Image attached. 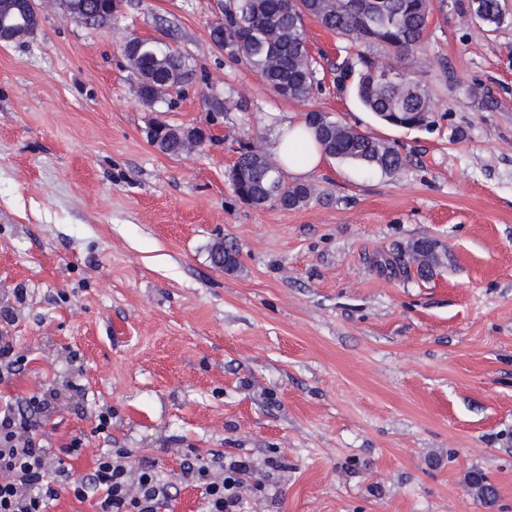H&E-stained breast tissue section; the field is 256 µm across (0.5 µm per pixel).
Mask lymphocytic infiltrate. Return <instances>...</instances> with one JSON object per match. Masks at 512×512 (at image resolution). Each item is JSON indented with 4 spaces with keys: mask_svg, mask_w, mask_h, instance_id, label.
<instances>
[{
    "mask_svg": "<svg viewBox=\"0 0 512 512\" xmlns=\"http://www.w3.org/2000/svg\"><path fill=\"white\" fill-rule=\"evenodd\" d=\"M37 425L17 417L13 406L0 408V512H50L61 493L84 501L95 498L97 512H161L170 500V483L148 464L131 466L100 452L87 477L72 479L36 439ZM244 462L197 454L180 473L201 487L206 512H241Z\"/></svg>",
    "mask_w": 512,
    "mask_h": 512,
    "instance_id": "1",
    "label": "lymphocytic infiltrate"
}]
</instances>
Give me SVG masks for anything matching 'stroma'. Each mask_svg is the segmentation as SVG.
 <instances>
[{
    "label": "stroma",
    "instance_id": "1",
    "mask_svg": "<svg viewBox=\"0 0 512 512\" xmlns=\"http://www.w3.org/2000/svg\"><path fill=\"white\" fill-rule=\"evenodd\" d=\"M37 2L36 34L0 43V336L20 359L0 406L37 396L43 445L75 478L103 448L166 476L195 448L249 466L242 512H486L474 471L512 512V13L489 32L467 0L438 5L430 122L407 131L337 82L344 44L316 25L321 85L299 101L212 44L216 0H121L96 30ZM145 33L196 74L152 107L123 52ZM313 109L405 167L329 157L304 206L239 201L240 144ZM156 119L212 139L167 156ZM424 238L440 245L426 280L406 261ZM222 240L230 271L210 260ZM468 482L472 484L478 499L487 509L494 508L497 501L495 487L481 472H472L468 475Z\"/></svg>",
    "mask_w": 512,
    "mask_h": 512
}]
</instances>
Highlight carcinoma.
<instances>
[{
	"label": "carcinoma",
	"instance_id": "1",
	"mask_svg": "<svg viewBox=\"0 0 512 512\" xmlns=\"http://www.w3.org/2000/svg\"><path fill=\"white\" fill-rule=\"evenodd\" d=\"M74 7L85 6L84 24L105 28L112 24L110 11L96 10V0H71ZM435 10V0H224L223 16L212 26H224V52L237 64L261 75L279 95L306 100L319 85L316 59L312 57L307 37V22L330 31L347 44L346 56L333 64L337 81L357 77L354 94L366 111L385 124L403 129L422 125L431 112L428 88L413 72L402 83L383 81L382 72L398 67L402 61L423 54L428 31L426 18ZM507 0H469L471 21L490 31L502 23ZM382 50L372 56L366 50ZM138 78L154 86L139 91L140 100L154 106L167 101L171 92L191 82L193 70L186 57L166 44H148L137 53ZM322 151L331 157L350 161L367 169L395 173L406 158L392 144L366 132L336 121L320 110L305 116ZM167 122L155 120L147 127V138L164 154L177 157L181 143L158 127ZM232 181L239 200L256 208L269 202L294 209L306 204L312 190L305 184L290 183L281 166L261 146L252 142L242 147ZM411 260L420 277L432 275L438 261V243L431 239L412 244ZM478 499L487 509L497 501L495 487L481 472L468 475Z\"/></svg>",
	"mask_w": 512,
	"mask_h": 512
}]
</instances>
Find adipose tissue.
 Wrapping results in <instances>:
<instances>
[{
	"label": "adipose tissue",
	"mask_w": 512,
	"mask_h": 512,
	"mask_svg": "<svg viewBox=\"0 0 512 512\" xmlns=\"http://www.w3.org/2000/svg\"><path fill=\"white\" fill-rule=\"evenodd\" d=\"M272 151L282 168L298 177L314 173L323 160V153L312 131L302 121L279 126Z\"/></svg>",
	"instance_id": "obj_1"
}]
</instances>
